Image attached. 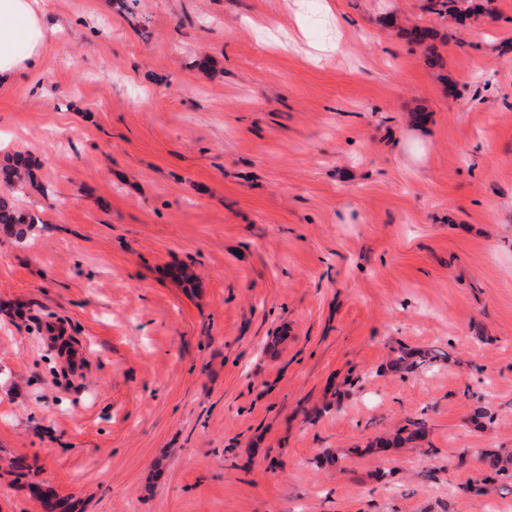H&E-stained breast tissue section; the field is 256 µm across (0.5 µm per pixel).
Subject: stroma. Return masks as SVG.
Here are the masks:
<instances>
[{"label": "stroma", "mask_w": 512, "mask_h": 512, "mask_svg": "<svg viewBox=\"0 0 512 512\" xmlns=\"http://www.w3.org/2000/svg\"><path fill=\"white\" fill-rule=\"evenodd\" d=\"M422 5L47 0L0 88L50 217L0 232V512H512V0ZM493 0H423L422 8L430 15L438 17H451L463 20L470 17L495 18L494 9L491 7ZM448 353L429 349L419 353L401 351L393 360V365L402 374H414L416 371L439 366L448 361ZM481 463L485 469L490 470L505 479H512V454H501L496 451H481Z\"/></svg>", "instance_id": "1"}]
</instances>
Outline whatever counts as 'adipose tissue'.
Here are the masks:
<instances>
[{"label":"adipose tissue","mask_w":512,"mask_h":512,"mask_svg":"<svg viewBox=\"0 0 512 512\" xmlns=\"http://www.w3.org/2000/svg\"><path fill=\"white\" fill-rule=\"evenodd\" d=\"M47 31L45 0H0V86L38 67Z\"/></svg>","instance_id":"adipose-tissue-1"}]
</instances>
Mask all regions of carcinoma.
<instances>
[{"label": "carcinoma", "mask_w": 512, "mask_h": 512, "mask_svg": "<svg viewBox=\"0 0 512 512\" xmlns=\"http://www.w3.org/2000/svg\"><path fill=\"white\" fill-rule=\"evenodd\" d=\"M492 0H423L422 8L430 15L451 17L463 20L470 17L483 16L490 20L495 18ZM30 157L16 152L0 163V183L6 191L0 193V229L18 241L24 240L33 226L38 223L37 216L20 209L15 200V192L24 188L26 178L30 176ZM448 361V354L437 349H429L419 353L400 352L393 360V365L401 373L409 375L422 369L438 366ZM427 424L422 419H410L405 427V443L422 440L427 434ZM481 463L490 470L506 479H512V454H501L496 451L481 452Z\"/></svg>", "instance_id": "obj_1"}]
</instances>
